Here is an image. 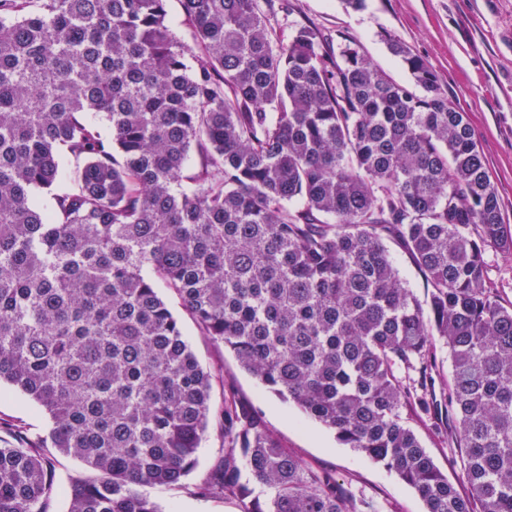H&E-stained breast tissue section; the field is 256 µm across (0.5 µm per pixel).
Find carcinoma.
Returning a JSON list of instances; mask_svg holds the SVG:
<instances>
[{"label": "carcinoma", "instance_id": "1", "mask_svg": "<svg viewBox=\"0 0 512 512\" xmlns=\"http://www.w3.org/2000/svg\"><path fill=\"white\" fill-rule=\"evenodd\" d=\"M165 2L0 0V386L50 419L0 446V512H47L48 448L97 473L70 479L68 512H161L139 488L182 485L214 421L194 495L376 512L252 409L215 406L159 283L425 512H512V307L485 261L512 236L466 114L398 40L419 95L342 34L335 54L307 26L276 45L256 0H180L189 43ZM408 408L459 448L470 496ZM389 250L391 258L408 288H411L421 301H424L426 299L424 280L408 254L399 246L392 243L389 244ZM404 417L436 465L448 476V481L455 484L461 495H470L469 486L461 480L460 465L455 461L457 448L448 441L446 433L435 430L429 421H420L410 411L406 410Z\"/></svg>", "mask_w": 512, "mask_h": 512}]
</instances>
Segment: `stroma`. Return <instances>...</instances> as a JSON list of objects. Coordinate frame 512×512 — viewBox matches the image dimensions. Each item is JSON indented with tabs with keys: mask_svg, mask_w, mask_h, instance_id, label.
<instances>
[{
	"mask_svg": "<svg viewBox=\"0 0 512 512\" xmlns=\"http://www.w3.org/2000/svg\"><path fill=\"white\" fill-rule=\"evenodd\" d=\"M257 5L279 44H288L301 26L328 39L345 33L381 69L408 87L413 80L401 58L387 47L385 35L395 36L425 59L447 91L449 103L466 112L498 189L503 222L512 231V0H365L358 10L345 0H257ZM160 295L178 318L200 364L210 372L214 403L231 397L252 408L288 452L372 499L379 512H424L422 499L395 472L343 445L332 430L264 387L240 366L232 351L202 335L175 293L164 288ZM407 423L461 495H469L455 461L458 451L446 433L412 415ZM48 424L46 414L23 394L0 390V446L43 435ZM221 446L217 428H210L198 450L197 467L183 486L149 487L146 495L163 512H240L236 500L199 499L192 494L195 483L216 462Z\"/></svg>",
	"mask_w": 512,
	"mask_h": 512,
	"instance_id": "35a3bbf8",
	"label": "stroma"
}]
</instances>
